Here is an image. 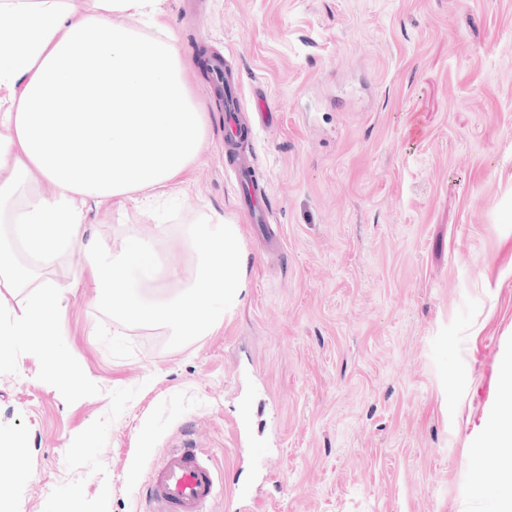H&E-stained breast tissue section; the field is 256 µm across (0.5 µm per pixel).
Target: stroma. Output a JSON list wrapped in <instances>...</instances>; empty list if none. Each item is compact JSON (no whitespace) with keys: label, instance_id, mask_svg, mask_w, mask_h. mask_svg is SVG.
Here are the masks:
<instances>
[{"label":"stroma","instance_id":"stroma-1","mask_svg":"<svg viewBox=\"0 0 512 512\" xmlns=\"http://www.w3.org/2000/svg\"><path fill=\"white\" fill-rule=\"evenodd\" d=\"M190 58L223 57L276 112L247 158L280 239L250 224L224 167V99L202 69L206 151L157 213L93 233L241 227L248 293L201 336L121 324L65 253L55 324L67 357L0 336V473L27 446L11 512H139L170 443L201 442L220 498L250 512H487L472 460L512 352V0H166Z\"/></svg>","mask_w":512,"mask_h":512}]
</instances>
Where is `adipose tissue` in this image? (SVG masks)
I'll return each instance as SVG.
<instances>
[{"mask_svg": "<svg viewBox=\"0 0 512 512\" xmlns=\"http://www.w3.org/2000/svg\"><path fill=\"white\" fill-rule=\"evenodd\" d=\"M163 0H0V288H29L16 314L0 302V335L45 352L60 286L46 272L65 252H83L129 323L172 336L206 333L235 314L248 288L239 224L200 214L155 238L128 236L110 250L88 236V216L169 194L203 155L209 115L198 111L193 69L164 20ZM123 17L137 27L120 25ZM42 177L26 190L29 172ZM177 235L195 261L174 294L175 255L158 241ZM490 426L474 449L502 472L492 512H512V380L504 381Z\"/></svg>", "mask_w": 512, "mask_h": 512, "instance_id": "adipose-tissue-1", "label": "adipose tissue"}]
</instances>
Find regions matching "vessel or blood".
Segmentation results:
<instances>
[{
  "label": "vessel or blood",
  "instance_id": "b4317fda",
  "mask_svg": "<svg viewBox=\"0 0 512 512\" xmlns=\"http://www.w3.org/2000/svg\"><path fill=\"white\" fill-rule=\"evenodd\" d=\"M238 131L224 137V165L231 169L239 184L242 199L253 223L263 224L269 212L265 185L256 178L236 148ZM219 494L214 471L190 437H183L166 449L160 465L147 485L142 512H212Z\"/></svg>",
  "mask_w": 512,
  "mask_h": 512
}]
</instances>
